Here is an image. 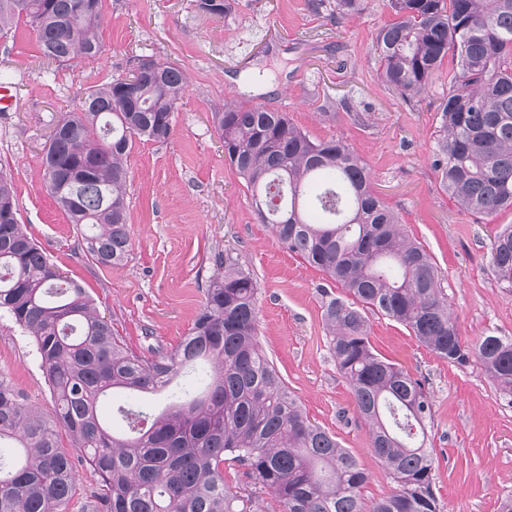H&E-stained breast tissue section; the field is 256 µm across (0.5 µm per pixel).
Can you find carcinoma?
<instances>
[{"label":"carcinoma","instance_id":"carcinoma-1","mask_svg":"<svg viewBox=\"0 0 512 512\" xmlns=\"http://www.w3.org/2000/svg\"><path fill=\"white\" fill-rule=\"evenodd\" d=\"M334 4L343 18L359 12L362 0ZM195 7L223 18L233 4L195 0ZM390 7L395 19L379 29L373 50L382 82L402 99L421 100L444 58L457 60L439 104L442 186L475 215L511 207L512 0H390ZM21 22L55 62L103 52L102 0H0V38ZM152 62L134 82L119 77L90 89L79 108L61 114L45 146L47 188L70 223L85 227L84 253L100 266H119L130 251L134 142L170 137L188 87L182 69ZM212 120L260 221L346 294L323 305L330 350L394 491L363 502L367 473L310 422L262 350L256 282L236 256H215L205 301L180 345L138 354L84 288L62 281L20 224L13 179L1 170L0 311L34 337L54 416L43 418L0 376V443L19 450L12 462L0 458V512H65L75 473L61 430L99 476L95 512H256L252 497L226 488L227 454L275 494L281 512H440L426 446L431 396L374 350L367 313L403 325L450 363L478 361L511 404L512 336L462 341L431 257L374 194L367 166L344 142L313 141L287 113L237 100L225 101ZM491 263L511 289V224L494 236ZM201 362L212 373L199 394L177 397L158 415L141 405V395L165 390ZM117 389L131 397L116 409L122 434L98 413Z\"/></svg>","mask_w":512,"mask_h":512}]
</instances>
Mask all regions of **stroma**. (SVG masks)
<instances>
[{
  "label": "stroma",
  "mask_w": 512,
  "mask_h": 512,
  "mask_svg": "<svg viewBox=\"0 0 512 512\" xmlns=\"http://www.w3.org/2000/svg\"><path fill=\"white\" fill-rule=\"evenodd\" d=\"M239 2L235 14L219 19L199 12L194 0H103L101 57L66 65L45 58L31 29L18 25L14 37L0 39V85L14 95L10 111L0 112V170L13 177L29 236L144 355L177 347L202 307L215 256L237 254L257 281L264 352L308 419L366 470L361 496L369 503L390 494L393 483L329 351L322 303L329 282L259 221L212 115L235 98L287 113L312 139L345 141L367 164L373 191L432 257L468 344L512 335V293L491 266V238L512 224V209L477 216L442 187L433 163L438 105L456 63L445 58L418 103L384 84L371 46L394 18L389 0H364L360 13L341 19L313 12L309 0ZM144 55L181 67L188 90L171 136L136 141L128 156L131 250L125 265L102 267L84 255L81 231L48 191L41 160L54 120ZM368 320L377 353L423 379L431 394L428 446L441 512H498L512 493V405L478 363H448L395 321L373 313ZM0 375L52 416L34 340L5 316ZM60 443L76 461L68 512H94L99 479L68 435Z\"/></svg>",
  "instance_id": "35a3bbf8"
}]
</instances>
